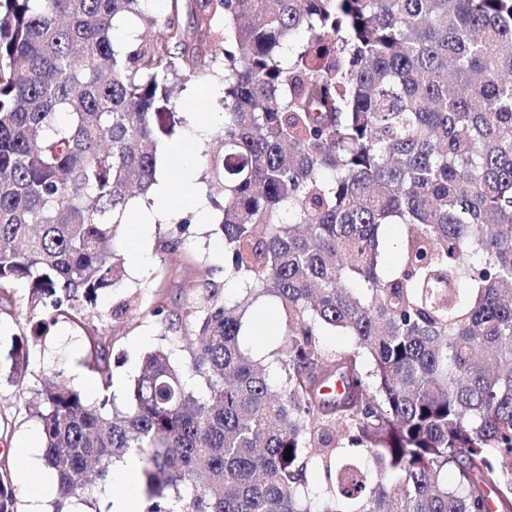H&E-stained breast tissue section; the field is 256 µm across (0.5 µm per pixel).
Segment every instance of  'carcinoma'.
I'll return each mask as SVG.
<instances>
[{
	"mask_svg": "<svg viewBox=\"0 0 512 512\" xmlns=\"http://www.w3.org/2000/svg\"><path fill=\"white\" fill-rule=\"evenodd\" d=\"M147 2L0 0V293L81 328L109 388L90 314L122 279L114 240L156 182L174 88L219 49L224 127L201 158L243 294L204 281L157 306L187 362L149 353L123 409L44 384L28 410L54 512L130 452L148 512H512V0H198L190 31L182 0ZM124 16L165 32L116 46ZM266 296L275 385L240 341ZM326 328L353 347L325 351ZM40 340L12 343L10 382ZM0 512H18L4 473Z\"/></svg>",
	"mask_w": 512,
	"mask_h": 512,
	"instance_id": "1",
	"label": "carcinoma"
}]
</instances>
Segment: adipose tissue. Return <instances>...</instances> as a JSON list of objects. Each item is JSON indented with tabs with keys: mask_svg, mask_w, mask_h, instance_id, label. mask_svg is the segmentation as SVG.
Masks as SVG:
<instances>
[{
	"mask_svg": "<svg viewBox=\"0 0 512 512\" xmlns=\"http://www.w3.org/2000/svg\"><path fill=\"white\" fill-rule=\"evenodd\" d=\"M213 122V113L197 109L184 142L160 147L162 165L157 181L149 192L151 202L135 206L134 217L126 227L130 240L140 238L144 225L167 223L186 211H194L200 217H207L206 201L194 190L191 179L200 144Z\"/></svg>",
	"mask_w": 512,
	"mask_h": 512,
	"instance_id": "obj_1",
	"label": "adipose tissue"
}]
</instances>
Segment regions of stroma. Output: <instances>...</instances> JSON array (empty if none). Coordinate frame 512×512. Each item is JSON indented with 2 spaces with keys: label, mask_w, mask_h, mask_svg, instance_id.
<instances>
[{
  "label": "stroma",
  "mask_w": 512,
  "mask_h": 512,
  "mask_svg": "<svg viewBox=\"0 0 512 512\" xmlns=\"http://www.w3.org/2000/svg\"><path fill=\"white\" fill-rule=\"evenodd\" d=\"M219 212L209 220L190 227V234L178 252L163 253L159 240L168 227L150 224L144 229L139 246L118 238L115 249L124 261L122 281L103 293L92 320L110 332L115 340L112 352L113 383L103 388L95 382V374L84 366L87 343L81 331L67 322L47 324V336L31 352V364L25 379L18 384L0 381V420L7 430L0 431V458L8 459L11 474L23 466L16 446L29 435L38 433L39 423L31 417L28 407L36 399L46 375L61 374L63 379L79 387L88 401L94 402L109 394L117 405H124L126 391L139 375L145 355L157 348L171 349L175 362L182 363L186 354L171 338L162 334L153 311L165 303L169 308L182 305L191 295L192 286L204 280L224 281V238L218 229ZM141 250L142 268L131 262L134 250ZM25 289H12V319L0 322V353H6L14 338L29 334L32 325L41 321L40 313L30 311ZM273 299L257 302L241 329V340L254 359L269 361L282 343L279 329L257 332L256 320L266 312L278 311Z\"/></svg>",
  "instance_id": "35a3bbf8"
}]
</instances>
